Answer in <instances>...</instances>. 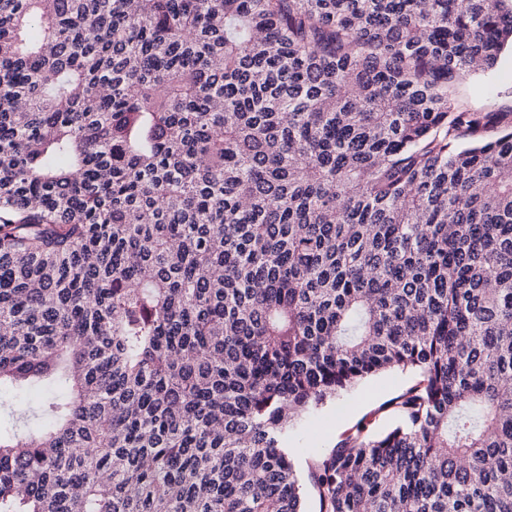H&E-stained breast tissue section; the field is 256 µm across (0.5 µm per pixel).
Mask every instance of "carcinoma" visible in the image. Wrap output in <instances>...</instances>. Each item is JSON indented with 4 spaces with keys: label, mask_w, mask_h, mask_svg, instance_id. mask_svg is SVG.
<instances>
[{
    "label": "carcinoma",
    "mask_w": 512,
    "mask_h": 512,
    "mask_svg": "<svg viewBox=\"0 0 512 512\" xmlns=\"http://www.w3.org/2000/svg\"><path fill=\"white\" fill-rule=\"evenodd\" d=\"M507 45L512 0H0V512H512V110L449 92ZM411 376L401 371H388L374 376L354 391L341 394L308 415L304 424L288 433L284 445L292 448L300 467L309 460L334 448L341 434L363 415L395 396L411 383Z\"/></svg>",
    "instance_id": "carcinoma-1"
}]
</instances>
